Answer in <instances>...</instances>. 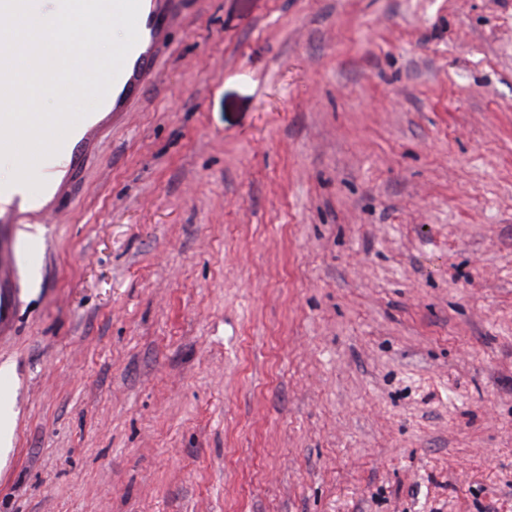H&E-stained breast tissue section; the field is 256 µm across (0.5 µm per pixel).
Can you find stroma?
Masks as SVG:
<instances>
[{
  "mask_svg": "<svg viewBox=\"0 0 512 512\" xmlns=\"http://www.w3.org/2000/svg\"><path fill=\"white\" fill-rule=\"evenodd\" d=\"M16 237L0 512H512V0H179Z\"/></svg>",
  "mask_w": 512,
  "mask_h": 512,
  "instance_id": "1",
  "label": "stroma"
}]
</instances>
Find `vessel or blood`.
<instances>
[{
    "mask_svg": "<svg viewBox=\"0 0 512 512\" xmlns=\"http://www.w3.org/2000/svg\"><path fill=\"white\" fill-rule=\"evenodd\" d=\"M174 21L172 0H141L139 40L100 106L104 119L95 122L84 118L65 138L59 152L38 165L37 174L44 182L40 192H32L22 185L0 189L1 224H45L59 212L62 199L57 186L59 175L78 171L89 155L91 135L111 127L113 118L124 116L141 97L144 87L157 73L158 56Z\"/></svg>",
    "mask_w": 512,
    "mask_h": 512,
    "instance_id": "1",
    "label": "vessel or blood"
}]
</instances>
